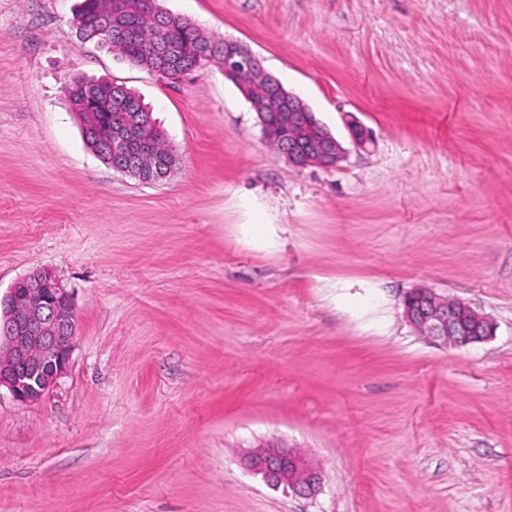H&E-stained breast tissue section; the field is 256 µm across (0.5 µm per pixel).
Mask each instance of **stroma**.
Instances as JSON below:
<instances>
[{
	"instance_id": "35a3bbf8",
	"label": "stroma",
	"mask_w": 512,
	"mask_h": 512,
	"mask_svg": "<svg viewBox=\"0 0 512 512\" xmlns=\"http://www.w3.org/2000/svg\"><path fill=\"white\" fill-rule=\"evenodd\" d=\"M77 2L0 0V297L49 270L76 325L43 401L0 394V512H512V0H160L349 149L302 169L220 66H131L81 43ZM81 77L150 105L169 179L86 148ZM417 287L492 336H421ZM276 444L314 496L245 469Z\"/></svg>"
}]
</instances>
